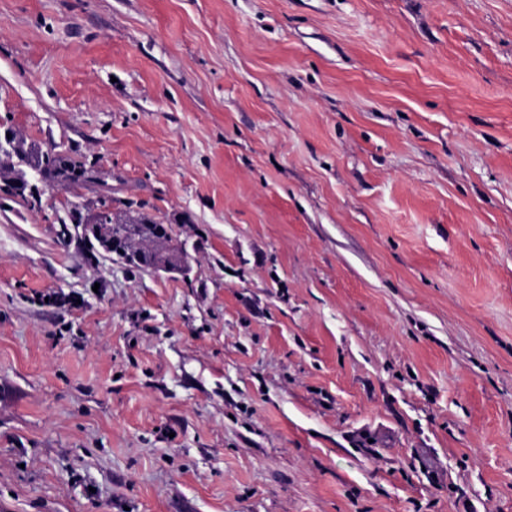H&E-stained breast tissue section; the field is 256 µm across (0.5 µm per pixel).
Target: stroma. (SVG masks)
<instances>
[{"instance_id":"stroma-1","label":"stroma","mask_w":512,"mask_h":512,"mask_svg":"<svg viewBox=\"0 0 512 512\" xmlns=\"http://www.w3.org/2000/svg\"><path fill=\"white\" fill-rule=\"evenodd\" d=\"M1 125L107 178L0 202V512H512V0H0ZM104 207L100 224L96 225L95 229L85 230L84 228V241L86 242L89 250L95 249V244L99 245L108 252L116 255L117 260L122 263L124 261L130 263L127 265L145 268L153 266V256L156 249V238H162L165 240L172 241L171 229L169 225L163 226L157 222L152 216L144 211H138V216L121 215L119 214L118 222L114 225H120L118 232L113 235L112 243L115 246L123 237L134 229L136 224L141 226V233L125 237L118 248H108L106 241L110 236L111 227L109 226V209L110 205H107L106 201L100 203ZM122 216H130L133 222L131 224H122L119 220H123ZM160 227L162 234L160 236L155 234V230ZM126 264V263H125Z\"/></svg>"}]
</instances>
